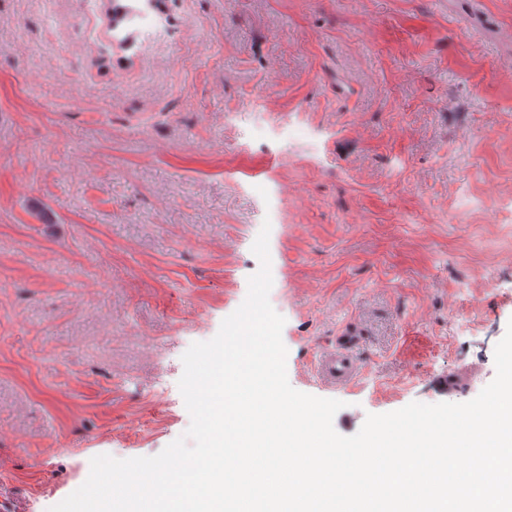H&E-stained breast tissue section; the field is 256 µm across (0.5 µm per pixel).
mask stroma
I'll use <instances>...</instances> for the list:
<instances>
[{"instance_id": "1", "label": "stroma", "mask_w": 512, "mask_h": 512, "mask_svg": "<svg viewBox=\"0 0 512 512\" xmlns=\"http://www.w3.org/2000/svg\"><path fill=\"white\" fill-rule=\"evenodd\" d=\"M106 2L0 0V512L188 429L182 356L266 223L288 380L337 433L475 398L512 322V0ZM349 341L340 340V347L327 351L320 359L317 370L333 382L345 383L358 371V364L348 350Z\"/></svg>"}]
</instances>
